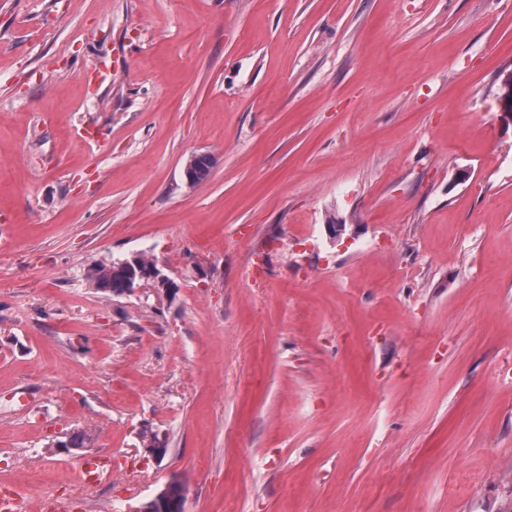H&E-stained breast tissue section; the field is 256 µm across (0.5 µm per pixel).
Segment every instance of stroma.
<instances>
[{
	"label": "stroma",
	"mask_w": 512,
	"mask_h": 512,
	"mask_svg": "<svg viewBox=\"0 0 512 512\" xmlns=\"http://www.w3.org/2000/svg\"><path fill=\"white\" fill-rule=\"evenodd\" d=\"M506 71L512 0H0V485L512 512ZM136 251L175 300L88 288ZM201 158H207V159H211V155L209 153H196V154H192L185 162L184 164V167H183V176H184V179H185V182L186 184L189 186V187H192L193 186V183L195 182L196 180V175H197V172H198V175H199V182H203L205 181L209 176H210V173H211V169L212 167H210V163H206L204 161H201L200 162V167H199V170L197 171V160L201 159ZM78 480L92 483L110 482L112 479V457L105 454H91L82 458L77 466Z\"/></svg>",
	"instance_id": "1"
}]
</instances>
